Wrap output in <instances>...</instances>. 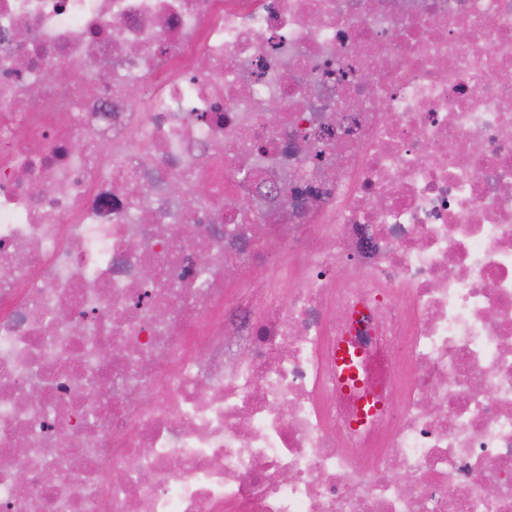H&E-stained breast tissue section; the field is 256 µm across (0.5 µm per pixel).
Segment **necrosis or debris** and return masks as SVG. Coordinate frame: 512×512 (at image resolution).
<instances>
[{
    "label": "necrosis or debris",
    "instance_id": "4bbe7bcc",
    "mask_svg": "<svg viewBox=\"0 0 512 512\" xmlns=\"http://www.w3.org/2000/svg\"><path fill=\"white\" fill-rule=\"evenodd\" d=\"M0 512H512V0H0Z\"/></svg>",
    "mask_w": 512,
    "mask_h": 512
}]
</instances>
